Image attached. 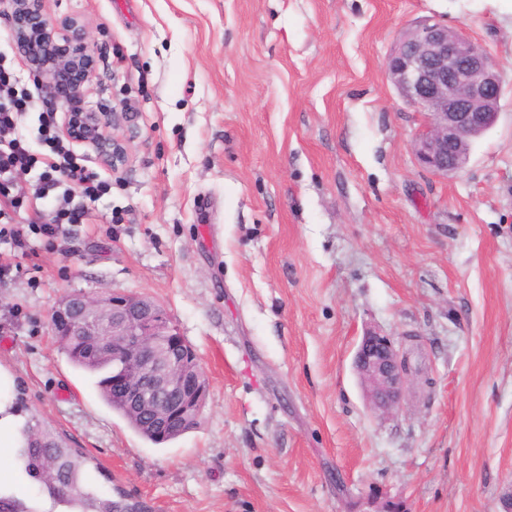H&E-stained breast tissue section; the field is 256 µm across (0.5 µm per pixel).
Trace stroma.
<instances>
[{
    "mask_svg": "<svg viewBox=\"0 0 512 512\" xmlns=\"http://www.w3.org/2000/svg\"><path fill=\"white\" fill-rule=\"evenodd\" d=\"M78 18L124 149L86 223L0 245V396L150 512H504L512 494V7L506 0H45ZM465 26L505 94L451 176L386 77L397 38ZM147 295L196 350V429L161 446L49 332L66 292ZM370 328L404 343L398 412L367 404Z\"/></svg>",
    "mask_w": 512,
    "mask_h": 512,
    "instance_id": "35a3bbf8",
    "label": "stroma"
}]
</instances>
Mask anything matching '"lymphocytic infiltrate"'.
I'll return each mask as SVG.
<instances>
[{"label": "lymphocytic infiltrate", "instance_id": "1", "mask_svg": "<svg viewBox=\"0 0 512 512\" xmlns=\"http://www.w3.org/2000/svg\"><path fill=\"white\" fill-rule=\"evenodd\" d=\"M41 111L42 152L25 144L18 131V118L33 109ZM56 113L46 107L42 97L22 83L4 58L0 57V242L24 252L28 249L24 225L15 223L12 213L28 198L52 204L53 217L41 223L43 236L55 239L69 226L86 223L88 211L72 198L73 188L83 196L95 198L104 189L98 173L81 163L78 155L66 148L55 134ZM37 171L34 189L19 185L21 172Z\"/></svg>", "mask_w": 512, "mask_h": 512}]
</instances>
